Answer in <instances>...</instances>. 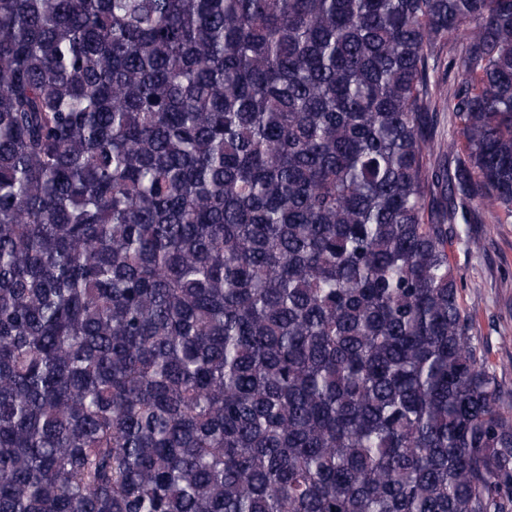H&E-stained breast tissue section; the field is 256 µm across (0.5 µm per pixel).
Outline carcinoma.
<instances>
[{
    "instance_id": "1",
    "label": "carcinoma",
    "mask_w": 512,
    "mask_h": 512,
    "mask_svg": "<svg viewBox=\"0 0 512 512\" xmlns=\"http://www.w3.org/2000/svg\"><path fill=\"white\" fill-rule=\"evenodd\" d=\"M474 202L512 0H0V512H512ZM436 112L433 128V137L436 153L447 163L453 160V155L448 153V142L451 141L457 131L458 120L452 112H448V106L442 104Z\"/></svg>"
}]
</instances>
